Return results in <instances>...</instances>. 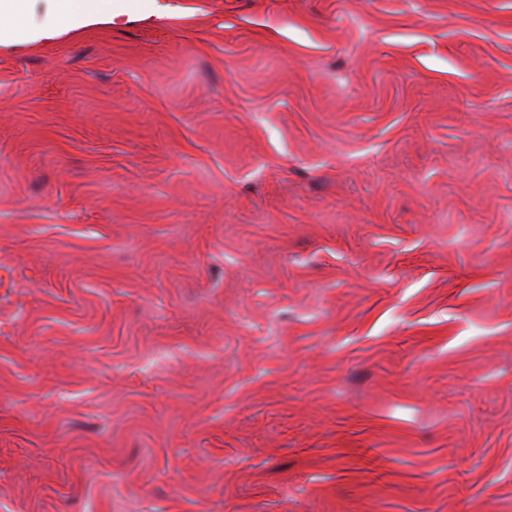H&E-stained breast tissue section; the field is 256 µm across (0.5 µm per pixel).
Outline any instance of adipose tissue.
Segmentation results:
<instances>
[{
	"label": "adipose tissue",
	"mask_w": 512,
	"mask_h": 512,
	"mask_svg": "<svg viewBox=\"0 0 512 512\" xmlns=\"http://www.w3.org/2000/svg\"><path fill=\"white\" fill-rule=\"evenodd\" d=\"M112 20V0H53L41 23L31 17V0H0V42L50 40L64 30Z\"/></svg>",
	"instance_id": "1"
}]
</instances>
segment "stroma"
<instances>
[{
    "label": "stroma",
    "instance_id": "35a3bbf8",
    "mask_svg": "<svg viewBox=\"0 0 512 512\" xmlns=\"http://www.w3.org/2000/svg\"><path fill=\"white\" fill-rule=\"evenodd\" d=\"M0 512H512V0H143L0 44Z\"/></svg>",
    "mask_w": 512,
    "mask_h": 512
}]
</instances>
